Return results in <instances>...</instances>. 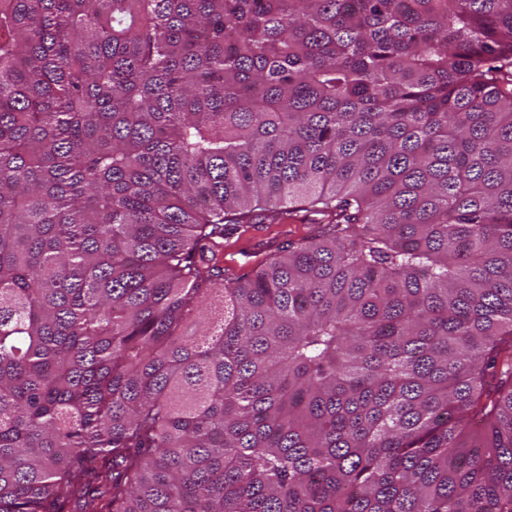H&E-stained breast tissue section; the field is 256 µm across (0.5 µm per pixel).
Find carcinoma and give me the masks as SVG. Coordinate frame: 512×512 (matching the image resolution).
<instances>
[{
  "label": "carcinoma",
  "instance_id": "1",
  "mask_svg": "<svg viewBox=\"0 0 512 512\" xmlns=\"http://www.w3.org/2000/svg\"><path fill=\"white\" fill-rule=\"evenodd\" d=\"M0 512H512V0H0ZM295 225L301 234L304 231L301 224H250L240 228L224 238V268L237 275L250 274L256 262L274 250L271 245L288 239V230Z\"/></svg>",
  "mask_w": 512,
  "mask_h": 512
}]
</instances>
